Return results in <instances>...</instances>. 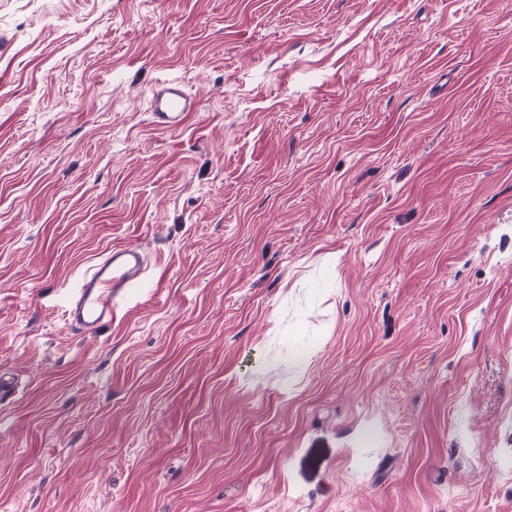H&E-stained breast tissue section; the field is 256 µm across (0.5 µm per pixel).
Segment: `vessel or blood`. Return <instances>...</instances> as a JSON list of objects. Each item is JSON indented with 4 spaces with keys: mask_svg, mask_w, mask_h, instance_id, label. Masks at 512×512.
I'll return each instance as SVG.
<instances>
[{
    "mask_svg": "<svg viewBox=\"0 0 512 512\" xmlns=\"http://www.w3.org/2000/svg\"><path fill=\"white\" fill-rule=\"evenodd\" d=\"M199 99L176 81H166L151 92L149 110L158 127L177 129L198 111ZM145 257L140 248L124 245L110 249L84 273L69 300L68 318L78 330L96 331L112 318L129 288L141 278Z\"/></svg>",
    "mask_w": 512,
    "mask_h": 512,
    "instance_id": "obj_1",
    "label": "vessel or blood"
}]
</instances>
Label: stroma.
Returning <instances> with one entry per match:
<instances>
[{
    "label": "stroma",
    "mask_w": 512,
    "mask_h": 512,
    "mask_svg": "<svg viewBox=\"0 0 512 512\" xmlns=\"http://www.w3.org/2000/svg\"><path fill=\"white\" fill-rule=\"evenodd\" d=\"M0 370V512H512V0H0ZM199 99L177 81H166L151 92L149 110L153 123L164 129H178L185 125L191 112H198ZM145 257L135 245L113 247L84 273L69 300L68 318L84 333L112 322L129 288L141 278Z\"/></svg>",
    "instance_id": "obj_1"
}]
</instances>
